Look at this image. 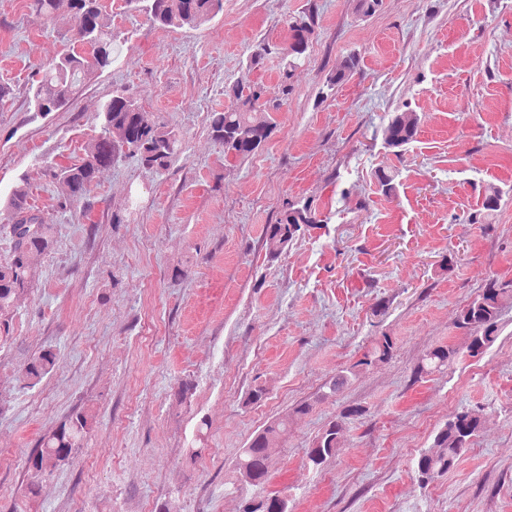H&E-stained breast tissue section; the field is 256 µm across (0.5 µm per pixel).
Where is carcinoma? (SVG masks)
<instances>
[{
  "label": "carcinoma",
  "instance_id": "obj_1",
  "mask_svg": "<svg viewBox=\"0 0 512 512\" xmlns=\"http://www.w3.org/2000/svg\"><path fill=\"white\" fill-rule=\"evenodd\" d=\"M148 2L145 12L149 20L161 28L196 29L223 9V0ZM31 7L90 49L88 57L75 52L64 54L45 67L39 79L32 82L27 96L29 109L37 115L46 116L67 105L94 71L114 62L113 39L112 32L100 22L99 0H31ZM289 31L290 41L282 57L279 97L272 102L264 99L265 89L259 84L247 88L233 85L226 93L235 104L223 112L211 114L212 138L224 148V156L244 159L261 149L274 129L270 112L278 110L292 95L291 79L304 64L315 33L314 14L293 21L289 24ZM358 65L356 55L347 56L328 77L327 87L332 90L346 81ZM100 118L101 133L88 145L80 162L50 167L52 178L68 189L67 198L60 203L62 209L84 198L97 173L120 158H134L144 167L160 173L167 170L182 152L183 142L179 133L161 118L152 123L145 121L140 106L128 97L112 96L100 111ZM420 123V116L412 110L393 113L382 130L385 148L399 152L415 142ZM375 178L383 195L389 196L396 190L393 172L380 168L375 171ZM502 197L501 188H487L483 203L487 214L499 209ZM6 209L7 222L0 227L9 240L8 255L0 258V341L9 338L15 304L33 288L39 261L52 245V225L46 223L40 212L28 203L25 183L14 187ZM325 223L327 220L318 216L310 201L285 200L277 223L266 227L265 245L270 257H278L296 236ZM509 297H512V280H489L457 315L456 327L468 335L466 349L436 347L423 356L416 374L441 371L465 354L474 357L485 353L498 339L501 305ZM394 349L393 337L385 333L355 366L385 363L392 358ZM56 363V353L50 348L43 349L20 367V378L27 386L33 387L53 371ZM355 374L356 371L350 369L329 378L323 384L326 395L341 392ZM361 415V408L352 407L330 421L306 452L308 464L319 468L332 458L336 454L338 436L346 423ZM94 424L95 414L92 411L78 410L41 437L26 461V470L32 477L28 484L29 495H37L40 480L66 464L78 449L85 447ZM480 428L481 417L474 410L464 408L451 415L435 434L430 449L420 454L413 465L418 482L426 486L453 469ZM287 432L288 418L278 419L256 435L239 455L235 464L236 480L260 490L242 512H284L288 509L286 497L261 493L269 474V448Z\"/></svg>",
  "mask_w": 512,
  "mask_h": 512
}]
</instances>
